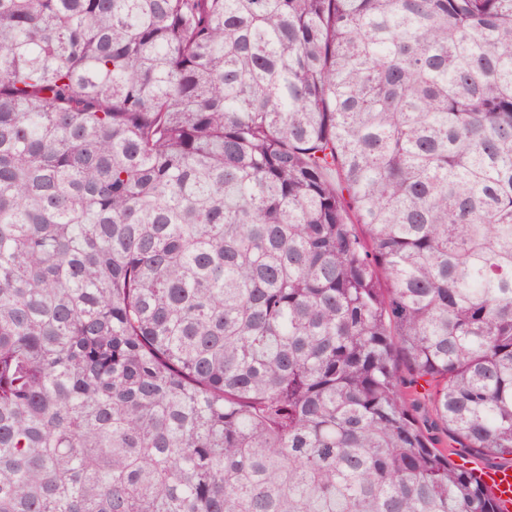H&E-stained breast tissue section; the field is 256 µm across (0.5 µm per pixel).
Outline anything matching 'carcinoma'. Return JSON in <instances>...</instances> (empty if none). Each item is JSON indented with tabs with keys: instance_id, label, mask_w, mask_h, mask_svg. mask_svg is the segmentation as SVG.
Segmentation results:
<instances>
[{
	"instance_id": "carcinoma-1",
	"label": "carcinoma",
	"mask_w": 512,
	"mask_h": 512,
	"mask_svg": "<svg viewBox=\"0 0 512 512\" xmlns=\"http://www.w3.org/2000/svg\"><path fill=\"white\" fill-rule=\"evenodd\" d=\"M466 454L512 0H0V512H498Z\"/></svg>"
}]
</instances>
